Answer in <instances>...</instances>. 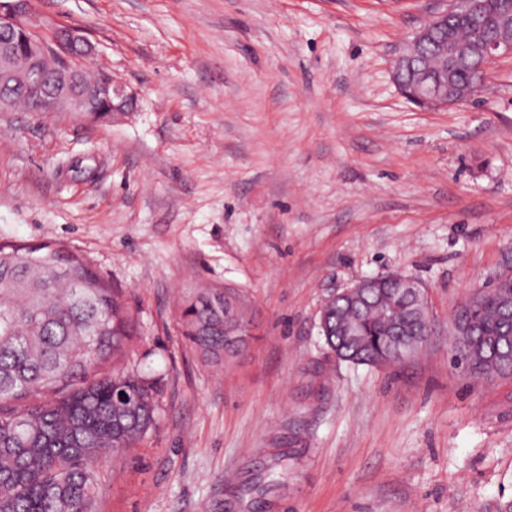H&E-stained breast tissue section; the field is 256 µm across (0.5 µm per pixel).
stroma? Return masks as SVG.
<instances>
[{"label":"stroma","instance_id":"obj_1","mask_svg":"<svg viewBox=\"0 0 512 512\" xmlns=\"http://www.w3.org/2000/svg\"><path fill=\"white\" fill-rule=\"evenodd\" d=\"M455 0H34L134 95L108 123L0 112V244L121 289L159 420L95 469L94 512H506L512 378L452 363L453 313L512 253V57L424 111L393 62ZM399 272L436 323L406 364L319 334L332 290ZM231 290L252 334L207 360L182 310Z\"/></svg>","mask_w":512,"mask_h":512}]
</instances>
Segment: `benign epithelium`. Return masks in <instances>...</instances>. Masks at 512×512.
<instances>
[{
  "label": "benign epithelium",
  "instance_id": "benign-epithelium-1",
  "mask_svg": "<svg viewBox=\"0 0 512 512\" xmlns=\"http://www.w3.org/2000/svg\"><path fill=\"white\" fill-rule=\"evenodd\" d=\"M463 9L483 17L495 32L493 40H478L472 46L473 53L483 61L474 83H458L456 68L464 55L451 41L443 49L439 73H431L422 64L424 57L420 48L432 40L433 29L448 24V15L454 13L452 9L437 13L424 23L395 60L394 73H413L411 81L397 82L402 95L421 108H447L470 101L482 88L488 64L500 57L512 56V11H491L488 0H465ZM49 52L68 60V68L51 79L42 66V59ZM94 52L95 46L80 29L39 23L33 0H0V86L23 90L34 105V111L71 112L94 122H106L112 119V113L124 111L132 97L123 86L111 80L88 82L84 79V62ZM386 280L414 295V312L422 315L427 329L434 330V316L424 291L415 280L399 273L362 279L334 292L333 297L362 309L370 302L371 289ZM224 335L238 341L248 336L247 325L236 322L226 312ZM422 350L420 346L407 353L393 348L380 366H396Z\"/></svg>",
  "mask_w": 512,
  "mask_h": 512
}]
</instances>
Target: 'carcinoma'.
<instances>
[{
	"label": "carcinoma",
	"instance_id": "obj_1",
	"mask_svg": "<svg viewBox=\"0 0 512 512\" xmlns=\"http://www.w3.org/2000/svg\"><path fill=\"white\" fill-rule=\"evenodd\" d=\"M475 29L455 22L441 42L471 44ZM512 276L478 288L456 310L468 336L451 340L454 363L474 380L512 376ZM357 311L331 303L325 342L356 365L376 366L389 346L390 324L418 340L425 328L410 301L391 294ZM185 336L206 357L236 355L224 344V297L203 292L183 310ZM354 320L364 336L356 350L336 335V321ZM137 334L119 291L86 260L63 247L28 255L24 246L0 250V512H91L94 466L109 453L134 448L156 425L154 385L131 369L103 368L127 354Z\"/></svg>",
	"mask_w": 512,
	"mask_h": 512
}]
</instances>
